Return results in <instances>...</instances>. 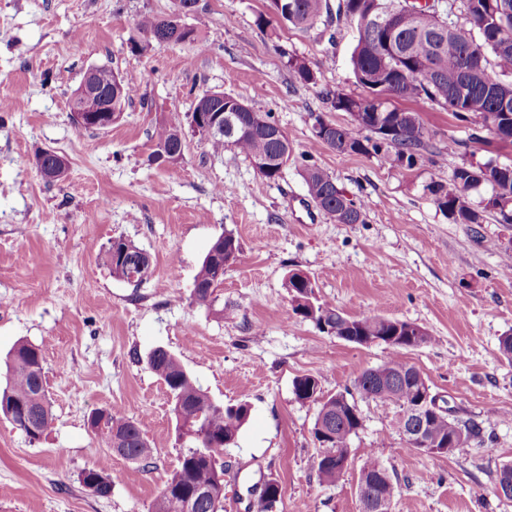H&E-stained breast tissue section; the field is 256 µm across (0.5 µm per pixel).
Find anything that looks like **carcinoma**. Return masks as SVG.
Returning <instances> with one entry per match:
<instances>
[{"instance_id": "carcinoma-1", "label": "carcinoma", "mask_w": 512, "mask_h": 512, "mask_svg": "<svg viewBox=\"0 0 512 512\" xmlns=\"http://www.w3.org/2000/svg\"><path fill=\"white\" fill-rule=\"evenodd\" d=\"M387 5L393 31V49H387L378 36L366 31L357 32L351 55V65L357 83L369 93L388 84L397 96L423 104L437 106L450 112L456 119L473 125L472 138L483 139L485 132L500 141L512 142L501 132L512 131V0H459L462 22L453 26L444 24L429 4L418 0H381ZM274 11L280 12L286 24L308 29L331 15L327 0H272ZM372 0H339L337 13H364ZM137 27L149 39L161 41L169 35L176 43L197 42V31L186 27L177 31L176 25L161 17L144 16ZM484 56L483 63L497 70L498 76L490 82L468 79L463 70L474 54ZM295 80L301 84L316 83L313 70L303 61L289 60ZM333 107L350 116L347 125H337L316 118L320 129L314 130L315 140L341 154L374 155L397 167L411 168L420 151L427 147L429 133L420 113L389 108L375 97L355 99L323 92ZM277 122L270 114L257 120L246 112L232 132L209 139L215 153L225 146L234 147L254 162L260 156L268 159L258 169L262 177L275 181L282 175L281 158L291 157L268 133ZM183 129L176 117L155 128L156 147L177 144L175 132ZM303 178L309 196L316 205L338 224L364 223V207L348 198L336 186L330 175L314 165H306ZM487 184L491 193L479 202L472 201L470 192ZM426 191L433 197L439 210L448 214L456 224H482L486 215L494 213L499 223L512 224V163L489 161L484 164L464 162L456 166L448 180L432 181ZM216 254L205 256L195 281L197 291L191 293L194 304L211 308L216 301L215 291L224 282V270L230 260L237 259L240 244L235 236L224 233V241L215 248ZM104 263L112 277L127 282H140L150 270L149 256L134 244L114 239L105 251ZM285 288L294 314L309 320L323 333L343 336L348 342L365 345L368 337L404 336L397 346L387 347L386 359L376 367L364 370L354 381V389L365 398L388 401L402 409L414 390L418 389L421 371L403 356V351L431 343L427 331L408 330L410 323L373 314L350 316L321 302L315 294L312 280L288 279ZM41 349L20 341L10 351L6 361V385L0 388V414L15 420V415L27 408L33 414L34 431L26 436L36 441L50 428L53 420L51 402L47 396ZM147 364L161 379L173 399L172 412L177 422L191 424L196 436L194 446L181 455L177 467L153 502L152 512H184L183 496L197 489L213 487L217 500L204 501L195 512H220L224 493L216 484V473H224V464L217 462L224 448L234 444L247 423L251 405L217 404L203 390L198 381L169 351L159 349L148 357ZM293 393L303 403L312 399L318 405L313 426L314 438L321 429L331 433L317 462L321 483L329 486L343 475L336 461L350 455V440L357 434V419L347 395L338 393L321 396L319 379L312 375L298 376L293 381ZM90 426L108 448L123 458L148 465L151 451L137 422L114 409L99 411ZM465 430V438L448 450L450 455H467L472 441L480 438V426L462 421L456 416L433 417L425 430L429 440L452 439ZM377 461L364 463L360 470L358 489L369 498L392 506L400 487L390 474L376 472ZM81 484L96 487L97 496L107 497L112 492V481L97 467L84 469ZM282 496L278 482H271L261 490L258 512H273Z\"/></svg>"}]
</instances>
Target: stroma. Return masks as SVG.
<instances>
[{
    "mask_svg": "<svg viewBox=\"0 0 512 512\" xmlns=\"http://www.w3.org/2000/svg\"><path fill=\"white\" fill-rule=\"evenodd\" d=\"M175 0H0V386L19 341L38 345L54 415L30 439L0 416V512H151L188 445L179 440L164 383L147 364L162 347L175 354L215 402L241 401L251 415L224 464V512H250L260 486L282 487L274 512H361L363 464L379 462L400 486L392 512H512L493 491L497 467L512 461V364L499 339L512 333V224L487 215L456 224L425 190L465 160H512V147L472 140L470 124L437 107L418 108L430 137L409 169L379 157L340 154L314 139L316 118L347 124L322 93L364 90L351 66L356 31L347 18L299 30L259 24L271 0H198L185 21L194 44L146 41L144 15ZM316 83L295 81L289 59ZM105 66L133 84L121 120L85 130L70 102L85 72ZM209 91L271 113L295 154L364 203L365 221L339 224L311 200L301 167L263 178L234 148L212 153L186 132L183 159L153 161L156 126L187 118ZM457 152L446 150L449 139ZM43 149L68 161L65 181L33 164ZM240 243L213 308L192 304L201 262L224 232ZM123 238L150 257L139 283L114 279L103 256ZM307 272L319 300L348 315L364 312L423 327L429 345L407 350L434 393L458 418L493 440L465 456L409 450L399 410L357 398L363 427L335 486L320 484L317 406L300 403L296 377H319L324 394L352 388L381 364L385 345H358L320 332L293 313L285 280ZM122 409L151 448L150 466L111 452L90 427L93 412ZM96 466L112 478L100 498L79 482Z\"/></svg>",
    "mask_w": 512,
    "mask_h": 512,
    "instance_id": "1",
    "label": "stroma"
}]
</instances>
